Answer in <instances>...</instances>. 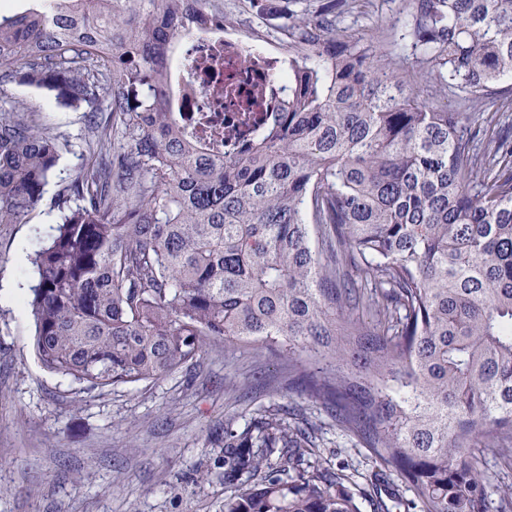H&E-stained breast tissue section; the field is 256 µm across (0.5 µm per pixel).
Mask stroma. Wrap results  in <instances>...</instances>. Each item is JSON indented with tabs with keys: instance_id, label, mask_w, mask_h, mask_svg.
Segmentation results:
<instances>
[{
	"instance_id": "35a3bbf8",
	"label": "stroma",
	"mask_w": 512,
	"mask_h": 512,
	"mask_svg": "<svg viewBox=\"0 0 512 512\" xmlns=\"http://www.w3.org/2000/svg\"><path fill=\"white\" fill-rule=\"evenodd\" d=\"M405 0H365L342 27L362 41H386L399 51ZM42 112L80 143L83 111L61 105L34 87L0 86V113ZM30 226L0 224V290L31 279ZM28 310L0 304V512H223L229 489L217 462L224 454V421L249 420L262 408H295L316 423L303 469L343 471L360 512L397 494L393 512H407L414 491L396 475H379L375 458L323 407L273 388L288 363L275 353L207 349L190 374L80 392L69 378L43 369L32 348ZM236 393H228L227 385ZM210 472L207 482L196 472Z\"/></svg>"
}]
</instances>
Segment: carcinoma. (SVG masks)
Listing matches in <instances>:
<instances>
[{
    "instance_id": "cac0c4a2",
    "label": "carcinoma",
    "mask_w": 512,
    "mask_h": 512,
    "mask_svg": "<svg viewBox=\"0 0 512 512\" xmlns=\"http://www.w3.org/2000/svg\"><path fill=\"white\" fill-rule=\"evenodd\" d=\"M40 0L0 13V86L89 118L56 224L32 227L25 305L49 372L83 391L157 380L204 350L277 352L275 388L321 403L415 491L489 512L478 448L512 444V0H408L404 71L338 27L357 0H233L288 44V86L239 153L213 158L164 104L174 41L225 0ZM72 142L0 114V224H28ZM316 426L224 420V512H359L342 477L298 480Z\"/></svg>"
}]
</instances>
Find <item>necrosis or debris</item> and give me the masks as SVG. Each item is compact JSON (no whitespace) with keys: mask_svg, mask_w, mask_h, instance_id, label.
<instances>
[{"mask_svg":"<svg viewBox=\"0 0 512 512\" xmlns=\"http://www.w3.org/2000/svg\"><path fill=\"white\" fill-rule=\"evenodd\" d=\"M278 56L254 48L237 37L225 36L216 24L195 34L192 48L174 45L168 66L166 95L181 126L201 140L214 143L220 153L237 145L224 138L228 124L247 122L249 116L224 95L228 77H236L243 97L269 89L279 77Z\"/></svg>","mask_w":512,"mask_h":512,"instance_id":"1","label":"necrosis or debris"}]
</instances>
